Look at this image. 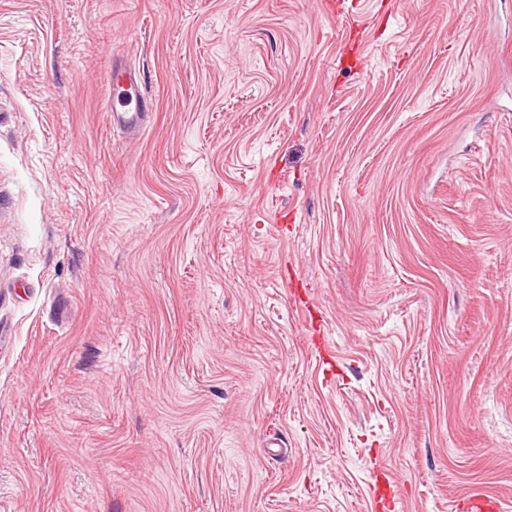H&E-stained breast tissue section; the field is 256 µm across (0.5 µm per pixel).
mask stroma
<instances>
[{"label":"stroma","mask_w":512,"mask_h":512,"mask_svg":"<svg viewBox=\"0 0 512 512\" xmlns=\"http://www.w3.org/2000/svg\"><path fill=\"white\" fill-rule=\"evenodd\" d=\"M379 472L512 512V0H0V512ZM108 84L113 90H119L117 102L120 109L114 104L111 106L112 124L130 132H139L147 112L142 108L144 94L136 74L126 67L116 66L112 68Z\"/></svg>","instance_id":"stroma-1"}]
</instances>
